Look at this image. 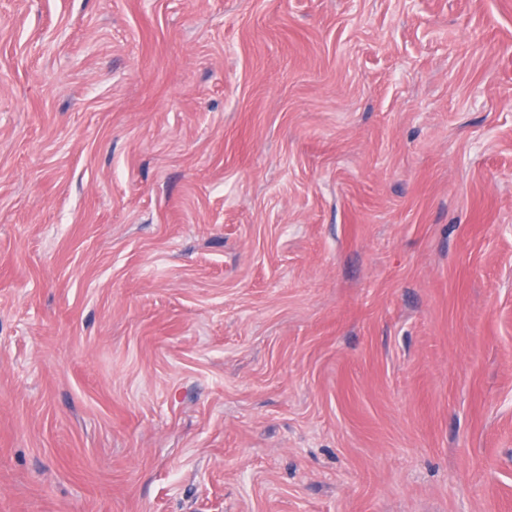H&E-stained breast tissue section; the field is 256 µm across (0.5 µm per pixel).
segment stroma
Masks as SVG:
<instances>
[{"instance_id":"1","label":"stroma","mask_w":512,"mask_h":512,"mask_svg":"<svg viewBox=\"0 0 512 512\" xmlns=\"http://www.w3.org/2000/svg\"><path fill=\"white\" fill-rule=\"evenodd\" d=\"M0 512H512V0H0Z\"/></svg>"}]
</instances>
